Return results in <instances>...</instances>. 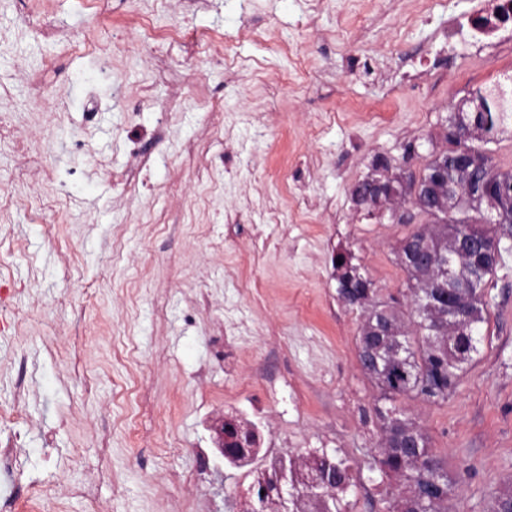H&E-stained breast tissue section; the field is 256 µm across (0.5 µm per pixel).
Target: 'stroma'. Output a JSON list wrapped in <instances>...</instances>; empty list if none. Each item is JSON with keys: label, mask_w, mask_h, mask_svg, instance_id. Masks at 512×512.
<instances>
[{"label": "stroma", "mask_w": 512, "mask_h": 512, "mask_svg": "<svg viewBox=\"0 0 512 512\" xmlns=\"http://www.w3.org/2000/svg\"><path fill=\"white\" fill-rule=\"evenodd\" d=\"M412 8L324 0L306 28L303 0H0V104L40 131L23 151L0 138V407L17 413L0 440L20 443L0 512L59 488L60 512H238L250 478L214 457L209 428L231 413L269 455L341 450L347 512H387L381 391L333 258L352 253L374 301L409 311L395 249L427 218H369L351 189L379 156L420 174L449 113L512 70L511 30L473 39L476 0L410 24ZM97 13L150 33L100 57ZM25 70L50 108L30 104ZM257 224L288 236L252 262ZM485 295L457 390L395 402L445 464L448 512L512 492V255Z\"/></svg>", "instance_id": "1"}]
</instances>
